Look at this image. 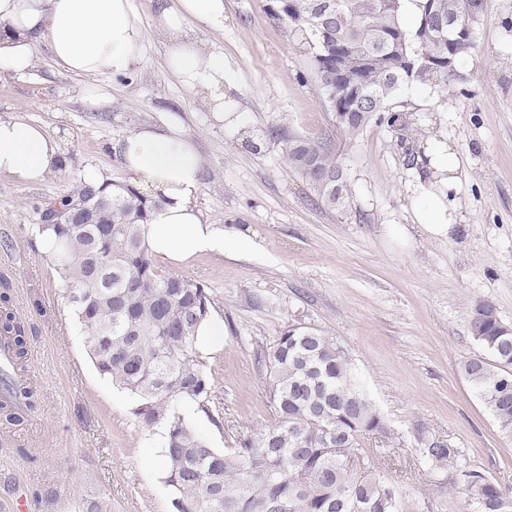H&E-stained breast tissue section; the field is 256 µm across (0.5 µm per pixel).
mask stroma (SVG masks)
<instances>
[{
    "label": "stroma",
    "mask_w": 512,
    "mask_h": 512,
    "mask_svg": "<svg viewBox=\"0 0 512 512\" xmlns=\"http://www.w3.org/2000/svg\"><path fill=\"white\" fill-rule=\"evenodd\" d=\"M271 0H224V29L208 41L224 52L225 94L246 130L220 120L169 71L155 0H133L143 33L133 74L84 77L39 49L26 73H0V114L16 112L57 138L67 165L27 186L0 180V278L25 324L26 374L40 396L27 426L0 420V505L26 488L30 512H170L158 435L145 430L125 393L101 377L72 318L63 282L42 255L36 205L68 194L97 170L131 176L113 148L143 125H180L205 162L206 219L254 243L239 256L199 255L168 264L201 281L224 321V345L204 350L217 418L197 412L196 430L216 448L274 424L266 371L257 354L288 325L336 337L385 417L406 466L387 470L406 512H477L459 490L454 465L433 467L419 434L451 442L472 467L512 486V437L501 434L461 372L480 354L467 315L495 305L512 324V0H485L476 52L460 77L401 110L460 150L467 179L452 239L415 227L419 180L387 127L349 135L321 100L308 56L269 18ZM310 138L332 136L347 172L343 208L318 206L268 126ZM40 308H33V301Z\"/></svg>",
    "instance_id": "35a3bbf8"
}]
</instances>
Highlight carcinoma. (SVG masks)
I'll list each match as a JSON object with an SVG mask.
<instances>
[{
	"label": "carcinoma",
	"instance_id": "carcinoma-1",
	"mask_svg": "<svg viewBox=\"0 0 512 512\" xmlns=\"http://www.w3.org/2000/svg\"><path fill=\"white\" fill-rule=\"evenodd\" d=\"M270 19L306 35L311 75L322 100L346 116L342 131L368 125L397 134L408 166L422 169L407 135L416 118L394 101L413 83L445 88L476 49L475 37L457 39L452 23L477 27L484 0H414L409 28L403 0H272ZM269 140L283 143L288 165L317 200L334 209L348 196L345 171L329 138H283L271 126ZM83 208V224L66 216ZM158 201L131 183L98 188L81 182L68 195L37 207L36 236L51 240L45 255L68 292L84 346L98 372L133 402L132 413L160 436L171 512H404L397 488L384 477L392 438L337 339L314 327L290 326L260 350L267 369V401L275 424L240 436L235 447H212L189 420L191 404L207 413L213 383L199 352L201 326L214 298L197 280L162 269L148 244ZM474 308L468 327L483 354L462 371L500 432L512 436V326L496 307ZM7 340L0 367V414L22 425L37 407L20 371L27 355L24 325L5 312ZM362 453L354 477L344 459ZM433 465L459 459L451 443L420 444ZM459 482L480 512L512 508V486L461 463Z\"/></svg>",
	"mask_w": 512,
	"mask_h": 512
}]
</instances>
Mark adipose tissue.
Here are the masks:
<instances>
[{
	"mask_svg": "<svg viewBox=\"0 0 512 512\" xmlns=\"http://www.w3.org/2000/svg\"><path fill=\"white\" fill-rule=\"evenodd\" d=\"M170 70L212 111L224 113V53L199 39L224 29V0H157ZM142 30L132 0H0V70L32 67L39 45L77 75H130ZM120 164L163 203L151 215L148 241L158 257L179 262L196 254L246 253L251 240L209 223L199 207L201 158L177 123L144 126L119 141ZM428 188L415 194V218L432 238H451L460 223L461 153L451 142L431 139L424 149ZM59 142L40 124L0 114V179L35 185L59 170Z\"/></svg>",
	"mask_w": 512,
	"mask_h": 512,
	"instance_id": "ef3b65f1",
	"label": "adipose tissue"
}]
</instances>
